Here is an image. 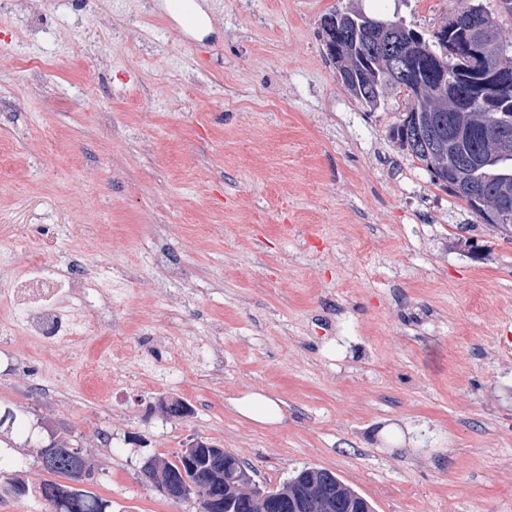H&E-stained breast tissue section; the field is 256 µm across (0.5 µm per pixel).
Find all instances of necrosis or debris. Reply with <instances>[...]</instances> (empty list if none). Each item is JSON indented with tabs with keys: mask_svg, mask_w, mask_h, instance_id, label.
Here are the masks:
<instances>
[{
	"mask_svg": "<svg viewBox=\"0 0 512 512\" xmlns=\"http://www.w3.org/2000/svg\"><path fill=\"white\" fill-rule=\"evenodd\" d=\"M73 270L64 274L45 263L31 261L0 283V334L19 333L68 346L95 332L102 321L101 301L90 299L96 284L86 276L81 256L71 260Z\"/></svg>",
	"mask_w": 512,
	"mask_h": 512,
	"instance_id": "4bbe7bcc",
	"label": "necrosis or debris"
}]
</instances>
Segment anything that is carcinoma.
<instances>
[{
    "instance_id": "1",
    "label": "carcinoma",
    "mask_w": 512,
    "mask_h": 512,
    "mask_svg": "<svg viewBox=\"0 0 512 512\" xmlns=\"http://www.w3.org/2000/svg\"><path fill=\"white\" fill-rule=\"evenodd\" d=\"M353 17L352 11H333L321 19L324 53L336 65L347 92L370 109L377 108L390 92L405 94L408 108L390 129V138L401 150L424 164L434 183L464 200L478 215H487L506 201L512 205V145L503 153L484 133L487 125L496 123L508 126L512 133V86L471 108L459 102V93L466 91L478 74L498 67L502 57L509 54L508 46L499 39L493 13L480 3L463 6L435 33L431 43L397 21L391 22V31L384 35L376 32L368 19H357L360 26L355 29ZM473 19L486 23L483 50L478 54L470 49L468 29ZM381 42L404 48L411 58L406 83L395 78L389 54L379 47ZM442 133L462 134L464 139L440 146L437 139ZM157 409L169 418L188 414L187 404L173 397L160 400ZM14 427L21 432L27 428L23 411L11 407L0 410V429ZM26 443L37 458L43 448L55 449L58 466L52 475L65 482L45 480L32 490L25 481L6 477L0 483L1 495L21 499L34 492L44 502L46 512H107L108 502L68 484L72 477L67 440L53 432L35 439L29 431ZM180 460L178 454L170 460L150 458L157 469V482L182 479ZM298 474L306 475V480L294 476L275 488L281 498L293 499L300 493L314 497L322 486L331 483L336 486L333 512H355L361 495L335 474L313 467L303 468ZM226 479L230 475L222 478L213 474L210 463L197 462L190 480L201 490L194 496L198 512H204L203 494L223 487ZM227 497L229 512H264V505L247 486L231 489Z\"/></svg>"
}]
</instances>
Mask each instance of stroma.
I'll list each match as a JSON object with an SVG mask.
<instances>
[{"label": "stroma", "instance_id": "stroma-1", "mask_svg": "<svg viewBox=\"0 0 512 512\" xmlns=\"http://www.w3.org/2000/svg\"><path fill=\"white\" fill-rule=\"evenodd\" d=\"M197 2L204 31L166 0L0 14V252L84 255L128 346L0 345V406L92 456L112 512H196L140 475L195 437L271 490L316 467L375 512H512V231L392 142L403 95L355 102L319 37L355 10L429 39L456 0ZM255 392L281 422L235 409ZM10 439V475L47 480Z\"/></svg>", "mask_w": 512, "mask_h": 512}]
</instances>
